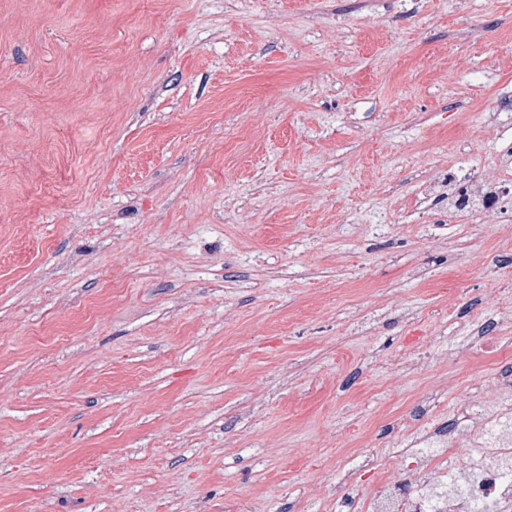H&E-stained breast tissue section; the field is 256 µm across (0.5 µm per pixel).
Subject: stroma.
<instances>
[{
  "label": "stroma",
  "mask_w": 512,
  "mask_h": 512,
  "mask_svg": "<svg viewBox=\"0 0 512 512\" xmlns=\"http://www.w3.org/2000/svg\"><path fill=\"white\" fill-rule=\"evenodd\" d=\"M502 399L512 0H0V512H346Z\"/></svg>",
  "instance_id": "1"
}]
</instances>
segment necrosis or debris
Wrapping results in <instances>:
<instances>
[{
  "instance_id": "necrosis-or-debris-1",
  "label": "necrosis or debris",
  "mask_w": 512,
  "mask_h": 512,
  "mask_svg": "<svg viewBox=\"0 0 512 512\" xmlns=\"http://www.w3.org/2000/svg\"><path fill=\"white\" fill-rule=\"evenodd\" d=\"M499 412L487 415L473 447L479 455L460 452L458 439H451L441 457H454L459 482L453 498L437 493L434 482H422L416 490L393 487L367 497L361 512H505L512 505V439L498 435Z\"/></svg>"
}]
</instances>
